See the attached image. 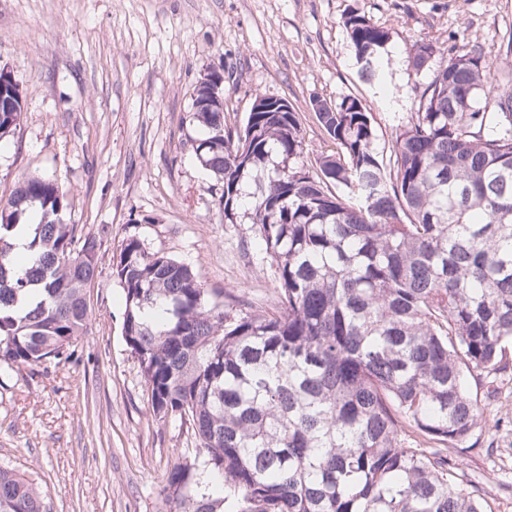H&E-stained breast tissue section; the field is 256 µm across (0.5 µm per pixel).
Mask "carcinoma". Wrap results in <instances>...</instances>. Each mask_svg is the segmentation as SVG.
<instances>
[{
  "instance_id": "carcinoma-1",
  "label": "carcinoma",
  "mask_w": 512,
  "mask_h": 512,
  "mask_svg": "<svg viewBox=\"0 0 512 512\" xmlns=\"http://www.w3.org/2000/svg\"><path fill=\"white\" fill-rule=\"evenodd\" d=\"M343 25L359 76L383 79L391 33ZM437 48L407 56L420 75ZM240 128L224 99L192 101L195 154L222 184L224 223L248 224L275 268L276 311L210 291L186 264L127 237L112 274L122 336L154 415L188 422L204 469L165 474L175 512H487L448 445L482 408L468 383L509 368L512 347V85L462 47L441 67L384 162L373 113L317 101L336 153L307 170L300 117L258 93ZM24 112L0 86V138ZM66 196L28 176L0 204V363L67 360L85 334L96 239L75 246ZM33 259L13 255L27 225ZM0 512H45L37 488L0 467Z\"/></svg>"
}]
</instances>
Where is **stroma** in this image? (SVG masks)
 Masks as SVG:
<instances>
[{
  "instance_id": "stroma-1",
  "label": "stroma",
  "mask_w": 512,
  "mask_h": 512,
  "mask_svg": "<svg viewBox=\"0 0 512 512\" xmlns=\"http://www.w3.org/2000/svg\"><path fill=\"white\" fill-rule=\"evenodd\" d=\"M352 10L391 33L382 84L359 77L342 24ZM418 38L445 49L433 69L467 44L512 80V0H0V69L25 104L0 139V200L25 176L58 181L64 223L100 244L88 333L70 359L0 366V465L37 484L47 512H168L165 471L195 459L191 427L154 416L122 336L112 259L125 237L190 264L206 288L274 306V268L244 251L247 225L225 223L220 187L195 159L197 82L232 72L233 127L256 93L287 98L313 156L336 150L314 101L355 97L387 148L432 78L405 63ZM470 389L484 417L461 452L462 478L491 512H512V371Z\"/></svg>"
}]
</instances>
